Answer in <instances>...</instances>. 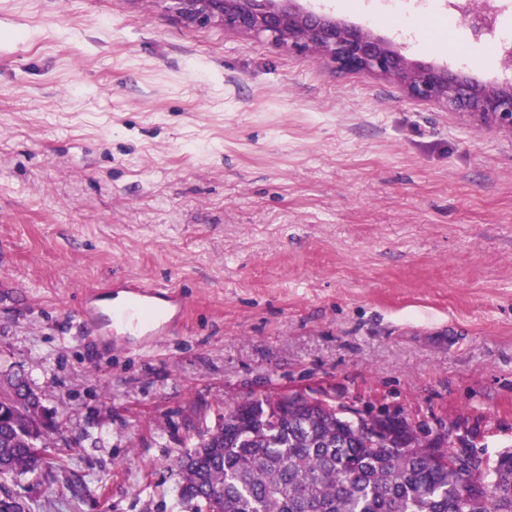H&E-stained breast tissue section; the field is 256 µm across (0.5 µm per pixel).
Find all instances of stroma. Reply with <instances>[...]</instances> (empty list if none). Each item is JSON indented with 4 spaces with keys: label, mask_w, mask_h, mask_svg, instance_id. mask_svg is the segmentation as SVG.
Here are the masks:
<instances>
[{
    "label": "stroma",
    "mask_w": 512,
    "mask_h": 512,
    "mask_svg": "<svg viewBox=\"0 0 512 512\" xmlns=\"http://www.w3.org/2000/svg\"><path fill=\"white\" fill-rule=\"evenodd\" d=\"M302 9L395 38L356 0ZM406 52L504 78L463 21ZM119 276L171 287L152 347L86 326ZM62 461L0 478L38 512H192L174 458L224 404L324 395L512 449V135L163 0H0V374Z\"/></svg>",
    "instance_id": "stroma-1"
}]
</instances>
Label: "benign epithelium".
Returning <instances> with one entry per match:
<instances>
[{"instance_id": "1", "label": "benign epithelium", "mask_w": 512, "mask_h": 512, "mask_svg": "<svg viewBox=\"0 0 512 512\" xmlns=\"http://www.w3.org/2000/svg\"><path fill=\"white\" fill-rule=\"evenodd\" d=\"M186 24L217 22L246 34H264L280 46L311 51L329 59L341 72L388 78L413 97L466 115L482 125L512 134V79L487 84L460 70L425 64L406 56L403 47L370 28L347 24L301 9L296 0H167ZM462 16L474 31L492 22L478 5L462 6ZM268 408L282 403L307 407L314 397L276 392L263 397Z\"/></svg>"}]
</instances>
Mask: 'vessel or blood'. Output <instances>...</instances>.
<instances>
[{
    "mask_svg": "<svg viewBox=\"0 0 512 512\" xmlns=\"http://www.w3.org/2000/svg\"><path fill=\"white\" fill-rule=\"evenodd\" d=\"M81 313L97 329H120L152 343L181 325L185 304L174 292L123 278L113 280L107 292L87 296Z\"/></svg>",
    "mask_w": 512,
    "mask_h": 512,
    "instance_id": "obj_1",
    "label": "vessel or blood"
}]
</instances>
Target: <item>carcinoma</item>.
Instances as JSON below:
<instances>
[{"instance_id": "1", "label": "carcinoma", "mask_w": 512, "mask_h": 512, "mask_svg": "<svg viewBox=\"0 0 512 512\" xmlns=\"http://www.w3.org/2000/svg\"><path fill=\"white\" fill-rule=\"evenodd\" d=\"M0 388V475L34 472L46 462L36 447H57L29 429L25 402L36 390L19 373L0 376ZM457 452L446 446L442 462L405 425L380 441L340 410L270 413L257 398L243 414L224 406L174 464L194 512H512V450H471L475 488L466 494ZM0 503V512H31L7 492Z\"/></svg>"}]
</instances>
